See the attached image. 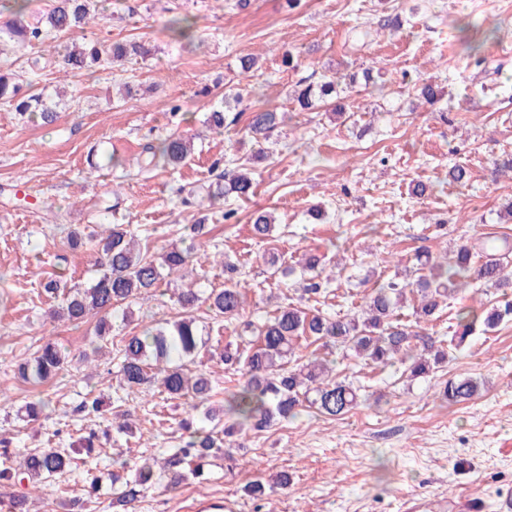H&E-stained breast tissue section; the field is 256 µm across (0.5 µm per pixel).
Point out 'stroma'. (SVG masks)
I'll return each instance as SVG.
<instances>
[{
    "mask_svg": "<svg viewBox=\"0 0 512 512\" xmlns=\"http://www.w3.org/2000/svg\"><path fill=\"white\" fill-rule=\"evenodd\" d=\"M96 33L109 41L153 46L148 58L93 72L63 73L51 66L31 74L25 55L0 60L31 80L34 91L62 92L66 106L50 125L0 105V435L17 448H67L105 420L72 416L89 391L114 408L119 373L115 348L84 361L96 317L73 325L50 315L56 299L42 290L57 278L85 286L95 275L90 247L70 249L66 233L89 234L100 224H124L157 255L180 245L187 226L206 224L207 255L194 258L190 279L220 288L222 253L241 270L245 317L273 314L293 303L346 315L376 285L416 268V253L441 257L483 236L512 238V172L493 161L512 154V0H107ZM399 16L396 35L378 31L383 14ZM195 19L192 42L174 43L165 27L175 15ZM470 25L477 53L465 52L459 28ZM294 56L284 66L283 52ZM260 63L239 76V59ZM356 82L344 102L300 110L292 90L335 75ZM432 81L444 90L435 104L417 88ZM240 93L244 107L267 104L285 115L264 160L247 131V117L230 112L223 130L205 119L224 94ZM192 139L194 153L178 169L139 171L145 145L172 133ZM115 164H106L105 154ZM464 166L465 185L448 171ZM252 168L256 188L241 200L228 194L204 204L223 172ZM427 187L412 195L413 185ZM114 191L115 212L103 211ZM321 205L322 222L307 210ZM234 211L225 219L226 211ZM257 210L272 212L271 238H255ZM324 255L329 280L320 295H302L298 277L274 275L269 264L296 261L302 252ZM68 350L58 377L40 385L47 414L28 421L22 408L32 390L17 366L42 340ZM300 359L333 361L337 380L359 387L363 402L344 416L311 411L272 429L249 434L229 460H216L204 479L147 490L129 512H186L206 497H229L242 512H406L413 500L478 498L496 512L512 496V320L448 351L425 379L409 380L401 365H367L322 343L304 344ZM472 376L479 393L448 406L437 393L445 381ZM133 433L103 441L99 459H137L170 447L180 436V402L145 385L128 396ZM288 472L287 489L255 502L243 493L255 479L273 483ZM83 463L55 482L57 495L79 501L77 512H113L110 492L86 500Z\"/></svg>",
    "mask_w": 512,
    "mask_h": 512,
    "instance_id": "1",
    "label": "stroma"
}]
</instances>
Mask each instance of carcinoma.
<instances>
[{"instance_id":"carcinoma-1","label":"carcinoma","mask_w":512,"mask_h":512,"mask_svg":"<svg viewBox=\"0 0 512 512\" xmlns=\"http://www.w3.org/2000/svg\"><path fill=\"white\" fill-rule=\"evenodd\" d=\"M13 19L0 26V54L24 52L44 45L51 36L63 32L83 30L90 22L105 19L99 12V0H54L52 7L40 19L32 22L26 14V0H15ZM178 42L193 37L194 21L187 15L173 16L166 22ZM151 49L133 41L108 44L102 40L73 43L64 48L62 69L93 70L122 62L132 57L145 58ZM20 76L0 70V102L21 115L39 114L46 124L57 119V112L47 106L42 94H22ZM338 81L331 77L319 84H309L297 91L296 101L303 110H313L338 96ZM282 122V115L270 108L253 109L247 128L257 139H267ZM149 154L147 166L177 168L190 154V143L173 134L161 143L145 147ZM254 192L252 169L241 167L227 175L224 186L215 196L235 194L241 199ZM252 231L267 239L275 229L274 219L266 212L253 214ZM101 231L82 237L73 231L68 238L72 249L84 243H96L95 266L99 274L88 288L61 289V282L50 279L43 285L49 295L62 296L54 310L59 318L80 323L91 314L99 315L92 352L112 340L114 320L131 319L132 305L138 300L153 297L164 279L184 272L199 245L196 241L184 247H172L156 262L136 247L133 235L122 224H102ZM486 254L487 260L476 271L477 279L489 288L508 284L505 258L512 255V247L480 243L460 247L452 260H436L428 253L416 256L421 274L414 281L390 279L374 289L361 314L333 317L318 309L309 310L289 304L271 316L257 321L241 320L239 343L224 346L220 362L224 372L244 377V381L224 389V405L205 406L213 397L217 384L204 374L195 376L185 372L186 363L199 356L206 347L205 326L194 315L201 305L215 317L226 321L240 320L245 306V295L237 279L238 267L224 263V287L202 288L189 286L175 294L181 315L174 320L159 322L139 334L120 339V382L125 392L140 388L154 380L171 399H184L189 409L201 412L204 426L190 430L173 448L162 449L163 465L155 467L152 456H142L136 462L112 460V501L129 506L141 497L144 490L163 481L176 483L185 479L181 466L195 463L191 474L201 473L207 459L219 454L229 455V448L241 447L238 434L267 431L273 426L294 419L301 408L310 406L325 416L338 417L360 404L357 388L350 383L336 381L326 360L314 357L305 363H293L300 341L313 337L325 340L342 353L368 364L386 366L399 361L406 367L409 378H426L448 358L447 351L414 333L400 318V311L412 294L417 297L413 306L416 322H428L439 311L441 303L457 299L471 277L474 259ZM303 279L302 290L308 295L321 293L318 278L324 271L321 258L306 252L298 261ZM512 316V301L491 309L462 306L455 313L456 325L461 328L457 344H462L477 325L492 330ZM68 355L58 343L47 341L29 359L18 365V376L32 386H38L65 370ZM480 384L472 378L448 381L438 393L448 405L471 400ZM74 449L32 448L14 455L9 449L0 451L5 467L0 469V480L15 486L28 481L36 491L52 485L56 478L72 466Z\"/></svg>"}]
</instances>
